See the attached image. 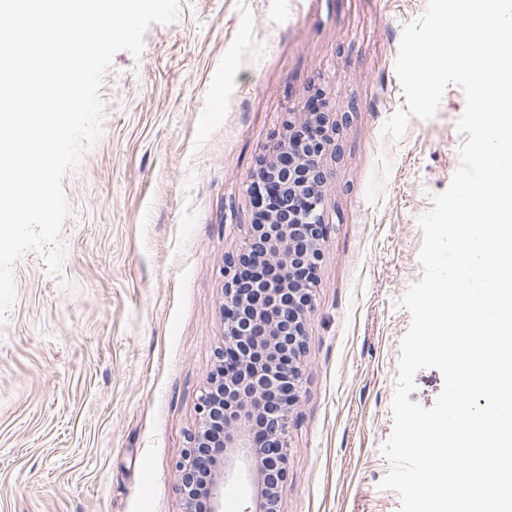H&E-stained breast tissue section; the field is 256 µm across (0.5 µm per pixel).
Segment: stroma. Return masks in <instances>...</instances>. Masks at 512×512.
<instances>
[{
    "label": "stroma",
    "instance_id": "1",
    "mask_svg": "<svg viewBox=\"0 0 512 512\" xmlns=\"http://www.w3.org/2000/svg\"><path fill=\"white\" fill-rule=\"evenodd\" d=\"M427 0H180L103 76L102 131L63 177L55 246L13 265L0 325V512H183L177 467L222 344L224 257L287 121L322 96L327 236L305 320L281 512H398L401 299L418 223L460 165L466 101L410 118L395 62Z\"/></svg>",
    "mask_w": 512,
    "mask_h": 512
}]
</instances>
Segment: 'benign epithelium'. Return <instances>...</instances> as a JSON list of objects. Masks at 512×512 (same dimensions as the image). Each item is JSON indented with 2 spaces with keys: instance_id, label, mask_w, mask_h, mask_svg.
<instances>
[{
  "instance_id": "7a95c632",
  "label": "benign epithelium",
  "mask_w": 512,
  "mask_h": 512,
  "mask_svg": "<svg viewBox=\"0 0 512 512\" xmlns=\"http://www.w3.org/2000/svg\"><path fill=\"white\" fill-rule=\"evenodd\" d=\"M336 113L310 110L288 123L298 134L261 162L248 185L269 184L272 208L251 225L244 247L224 261V344L199 398L200 420L178 462L183 512H197L199 449L211 428L223 430L210 466L205 512H224V484L257 480L261 512H280L286 481L288 417L300 386L305 312L316 285L326 232L323 159L333 145Z\"/></svg>"
}]
</instances>
